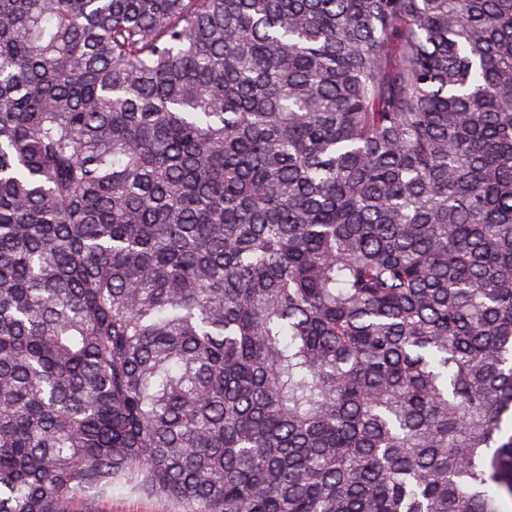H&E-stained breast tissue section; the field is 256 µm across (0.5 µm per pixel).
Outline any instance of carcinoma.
<instances>
[{"instance_id": "1", "label": "carcinoma", "mask_w": 512, "mask_h": 512, "mask_svg": "<svg viewBox=\"0 0 512 512\" xmlns=\"http://www.w3.org/2000/svg\"><path fill=\"white\" fill-rule=\"evenodd\" d=\"M512 499V0H0V512ZM90 512H173V505L129 486L116 485L112 492L98 498Z\"/></svg>"}]
</instances>
